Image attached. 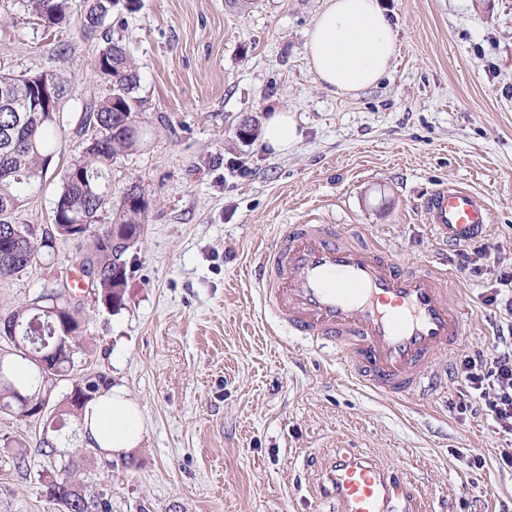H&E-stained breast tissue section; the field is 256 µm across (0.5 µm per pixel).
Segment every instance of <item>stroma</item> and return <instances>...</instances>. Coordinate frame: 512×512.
I'll list each match as a JSON object with an SVG mask.
<instances>
[{
  "instance_id": "obj_1",
  "label": "stroma",
  "mask_w": 512,
  "mask_h": 512,
  "mask_svg": "<svg viewBox=\"0 0 512 512\" xmlns=\"http://www.w3.org/2000/svg\"><path fill=\"white\" fill-rule=\"evenodd\" d=\"M326 0H140L85 37L84 0L44 29L23 0H0V73L56 66L67 82L63 142L41 188L13 220L49 224L62 177L94 132L85 115L110 92L88 69L109 42L140 76L144 141L114 160L113 194L140 185L149 204L130 249L125 304L80 298L77 372L105 374L142 408L139 448L108 458L84 447L80 422L57 435V465L74 463L112 512H331L320 470L358 451L403 471L421 512H512L504 439L455 408L463 387L444 356L443 390L394 399L356 383L351 360L289 336L246 272L287 224L366 231L405 263L457 272L466 306L460 354L488 352L499 317L483 302L512 263V0H380L401 45L379 86L341 98L310 70L306 35ZM292 109L302 138L275 155L244 125ZM484 196L488 254L460 272L420 208L443 184ZM58 241L48 263L0 280V312L36 296L76 253ZM74 381H58L42 419L0 412V512H51L36 442ZM25 443L15 468L6 440ZM483 468H474V458Z\"/></svg>"
}]
</instances>
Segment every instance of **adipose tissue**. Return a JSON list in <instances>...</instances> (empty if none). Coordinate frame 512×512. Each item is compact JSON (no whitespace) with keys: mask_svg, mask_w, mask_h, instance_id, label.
I'll list each match as a JSON object with an SVG mask.
<instances>
[{"mask_svg":"<svg viewBox=\"0 0 512 512\" xmlns=\"http://www.w3.org/2000/svg\"><path fill=\"white\" fill-rule=\"evenodd\" d=\"M399 46L379 0H327L308 31L306 56L318 82L339 97L375 87L388 77ZM301 139L294 112L274 109L265 123L263 144L285 153ZM141 407L119 387L102 391L83 410L81 438L86 447L124 456L141 444Z\"/></svg>","mask_w":512,"mask_h":512,"instance_id":"1","label":"adipose tissue"}]
</instances>
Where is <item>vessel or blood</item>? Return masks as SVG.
Listing matches in <instances>:
<instances>
[{"mask_svg":"<svg viewBox=\"0 0 512 512\" xmlns=\"http://www.w3.org/2000/svg\"><path fill=\"white\" fill-rule=\"evenodd\" d=\"M448 247L477 242L490 208L476 192L442 185L420 204ZM248 276L289 335L352 353V375L372 391L402 398L417 392L438 352H454L464 324L448 272L403 264L368 234L342 241L332 224H291L263 248ZM320 494L338 512H418L397 471L349 453L324 467Z\"/></svg>","mask_w":512,"mask_h":512,"instance_id":"1","label":"vessel or blood"}]
</instances>
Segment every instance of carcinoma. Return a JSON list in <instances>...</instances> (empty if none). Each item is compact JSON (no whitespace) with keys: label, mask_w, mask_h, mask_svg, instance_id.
Returning <instances> with one entry per match:
<instances>
[{"label":"carcinoma","mask_w":512,"mask_h":512,"mask_svg":"<svg viewBox=\"0 0 512 512\" xmlns=\"http://www.w3.org/2000/svg\"><path fill=\"white\" fill-rule=\"evenodd\" d=\"M137 0H87L83 34L92 35L112 16L114 8L136 9ZM26 7L46 28L66 20L68 0H26ZM91 73L112 82V92L94 106L88 119L96 128V145L83 148L73 158L62 179L55 203L51 228L34 224H16L11 217L23 205L27 195L42 185L55 155L62 132L59 113L26 107L29 79L0 74V89L15 92L14 103L0 101V279L12 277L43 262L55 253L57 240H91L90 246L73 258L76 267L93 274L91 287L107 309L124 305L128 282L125 254L131 249L127 240L142 237L147 220L148 202L142 188L127 187L112 208V219L99 224L98 213L109 203L110 184L106 177L112 161L137 150L141 143L139 101L134 96L139 84L135 62L118 43L103 48L91 63ZM10 211L4 212L3 202ZM80 221L81 235L74 236L72 223ZM68 280L53 276L52 285L31 300L0 312V324L17 326L18 343L9 356H0V411L26 419L47 406L52 388L61 377L74 371L70 346L52 348L50 343L61 334L68 342L80 336L82 319L79 307L72 304ZM25 367L30 384L21 388L15 373ZM109 380L101 373L84 372L78 376L68 397L64 415L75 416ZM45 494L55 512H112V502L104 495L87 496L81 483L73 478V466L65 473L44 470Z\"/></svg>","instance_id":"1"}]
</instances>
